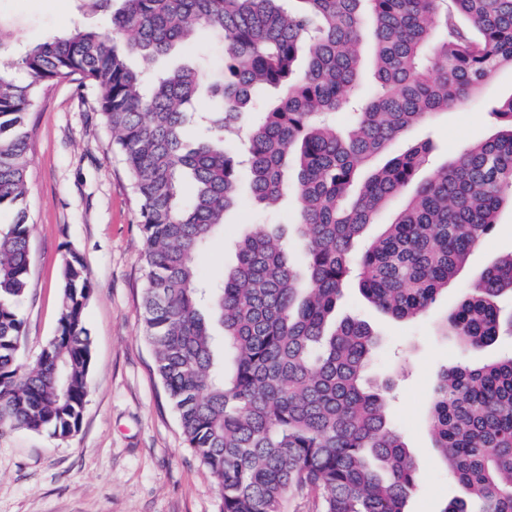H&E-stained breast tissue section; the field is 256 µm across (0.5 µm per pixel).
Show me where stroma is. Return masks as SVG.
<instances>
[{"instance_id": "obj_1", "label": "stroma", "mask_w": 512, "mask_h": 512, "mask_svg": "<svg viewBox=\"0 0 512 512\" xmlns=\"http://www.w3.org/2000/svg\"><path fill=\"white\" fill-rule=\"evenodd\" d=\"M0 22L12 38L0 52H15L83 24L108 34L110 15L89 11L84 0H0ZM173 64H204L219 78L224 53L207 31L178 47ZM512 94V70L503 69L483 93L438 115L395 141L391 153L431 138L434 165L454 157L461 145L487 138L494 121L490 102ZM30 166L28 202L30 284L20 302L25 321L21 360L34 362L54 335L61 315V279L66 259L77 253L91 285L84 310L91 336L90 392L73 437L45 433H0V512H220L214 480L185 442L141 327L146 287L144 239L125 165L91 98L76 83L52 86L28 114ZM292 190L276 211L251 198L228 211L224 232L202 253L197 269L208 281L234 265V238L270 224L292 256L301 246L293 233ZM512 253V208L471 253L458 275L420 318L398 321L382 314L350 283L336 306L337 318H357L378 336L369 370L372 385L390 389L389 417L401 432L419 469V489L408 512H441L461 495L438 462L426 424L437 373L459 364H479L512 352V337L494 348L464 352L437 333L440 319L462 298L478 274Z\"/></svg>"}]
</instances>
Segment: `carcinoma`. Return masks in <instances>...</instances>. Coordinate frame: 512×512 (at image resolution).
<instances>
[{"label": "carcinoma", "instance_id": "obj_1", "mask_svg": "<svg viewBox=\"0 0 512 512\" xmlns=\"http://www.w3.org/2000/svg\"><path fill=\"white\" fill-rule=\"evenodd\" d=\"M112 37L83 26L0 61V430L66 439L89 395L91 288L81 257L66 259L54 336L23 369L19 302L29 277L27 115L53 85L92 98L125 162L144 238V337L185 440L216 482L221 512H284L295 492L316 512H406L418 466L366 373L377 339L366 323L333 320L357 274L379 310L414 319L435 303L471 251L512 206V94L494 101L496 129L421 177L430 142L367 169L392 142L464 105L512 68V0H122ZM224 42L221 102L199 113L194 67L136 69L201 29ZM370 40L377 87L362 90ZM352 111L345 132L329 116ZM244 152L226 134L249 113ZM205 132L186 143L187 125ZM296 169L297 264L275 237L247 232L236 264L204 283L196 260L239 203L279 200ZM194 184L183 199L182 184ZM407 203L360 245L394 198ZM512 253L483 269L443 318L441 335L482 351L512 335ZM428 426L451 480L468 498L441 512H512V352L435 379Z\"/></svg>", "mask_w": 512, "mask_h": 512}]
</instances>
